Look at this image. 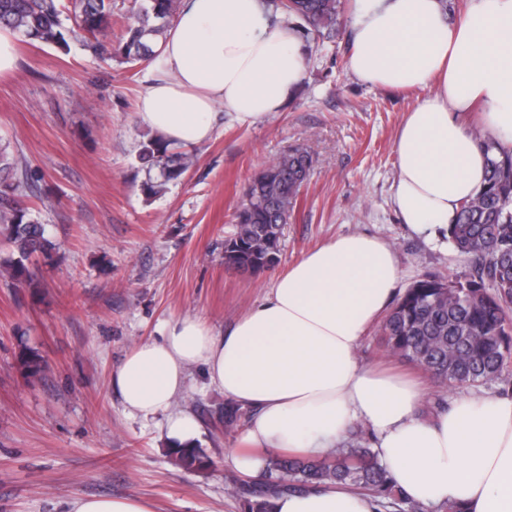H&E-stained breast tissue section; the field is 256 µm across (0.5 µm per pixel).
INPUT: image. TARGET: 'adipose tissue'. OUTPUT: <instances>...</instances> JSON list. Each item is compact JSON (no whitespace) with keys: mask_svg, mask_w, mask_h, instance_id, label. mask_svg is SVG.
I'll return each mask as SVG.
<instances>
[{"mask_svg":"<svg viewBox=\"0 0 512 512\" xmlns=\"http://www.w3.org/2000/svg\"><path fill=\"white\" fill-rule=\"evenodd\" d=\"M349 66L370 86L435 90L404 117L395 140L394 205L403 224L446 230L485 176L467 115L512 154V0H471L452 22L443 0H354ZM263 0H182L162 45L164 71L140 96V120L174 146L211 139L219 114L259 120L279 111L305 75L293 26L263 17ZM400 269L393 248L366 235L331 239L277 274L267 297L215 333L184 317L160 339L134 345L111 384L129 414L165 416L170 447L194 445L195 419L174 411L187 371L250 409L232 449L236 468L259 476L264 450L321 456L355 422L414 501L463 512H512V397L469 394L422 418L420 387L361 364L358 348L388 311ZM274 512H374L341 484L274 499Z\"/></svg>","mask_w":512,"mask_h":512,"instance_id":"obj_1","label":"adipose tissue"}]
</instances>
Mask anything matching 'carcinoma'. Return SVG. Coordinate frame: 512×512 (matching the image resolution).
<instances>
[{
    "instance_id": "cac0c4a2",
    "label": "carcinoma",
    "mask_w": 512,
    "mask_h": 512,
    "mask_svg": "<svg viewBox=\"0 0 512 512\" xmlns=\"http://www.w3.org/2000/svg\"><path fill=\"white\" fill-rule=\"evenodd\" d=\"M269 17L281 13L293 20L308 40L330 38L340 0H267ZM179 0H144L125 24L118 49L112 47V0H0V27L30 42L69 49L71 20L93 56L117 54L135 66L161 56L162 41ZM485 183L464 201L448 243L470 263L456 279L426 274L416 280L385 317L381 333L386 351L413 362L450 386L477 390L492 381L512 384V155H499L484 139ZM140 159L159 170L162 182L179 180L191 164L186 153L171 151L160 138L143 143ZM313 168L312 156L300 149L281 155L256 172L243 188L245 203L236 211L235 230L224 238V265L253 274L273 266L281 250L282 225L297 204L300 189ZM33 179L19 170L8 147L0 146V236L11 253L4 263L13 286L38 287L34 257L53 260L55 244L43 225L31 217L23 187ZM22 368L37 377L42 360L33 351L20 355ZM179 465L198 470L211 464L196 446L173 449ZM330 462L276 458L269 460L265 480L243 497L245 512H273V498L327 484H343L376 501L382 512H425L426 506L404 494L377 453L361 445L336 449Z\"/></svg>"
}]
</instances>
